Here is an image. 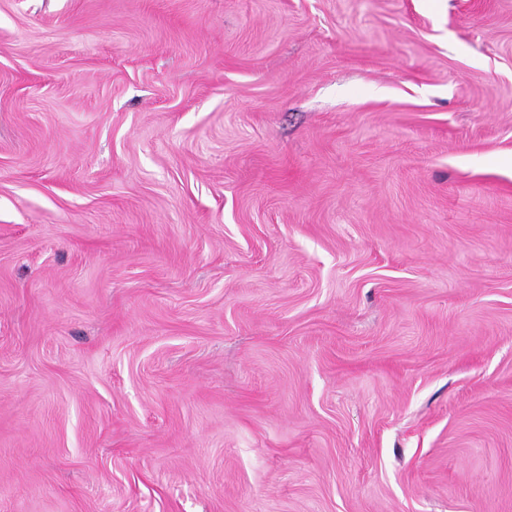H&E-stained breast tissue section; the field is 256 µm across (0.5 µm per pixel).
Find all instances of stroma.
<instances>
[{
  "label": "stroma",
  "instance_id": "1",
  "mask_svg": "<svg viewBox=\"0 0 512 512\" xmlns=\"http://www.w3.org/2000/svg\"><path fill=\"white\" fill-rule=\"evenodd\" d=\"M0 512H512V0H0Z\"/></svg>",
  "mask_w": 512,
  "mask_h": 512
}]
</instances>
